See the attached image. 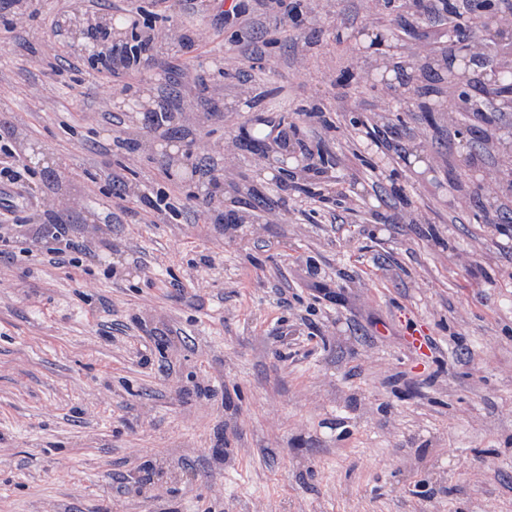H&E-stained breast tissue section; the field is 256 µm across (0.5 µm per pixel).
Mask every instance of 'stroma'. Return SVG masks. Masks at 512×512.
I'll return each instance as SVG.
<instances>
[{"label":"stroma","instance_id":"1","mask_svg":"<svg viewBox=\"0 0 512 512\" xmlns=\"http://www.w3.org/2000/svg\"><path fill=\"white\" fill-rule=\"evenodd\" d=\"M312 2L295 30L260 17L216 31L208 9L172 0L164 17L132 0L156 26L208 29L204 51H172L205 79L188 97L162 61L104 83L54 34L67 0H28L12 33L0 0V136L41 147L38 200L80 199L61 212L69 239L107 242L59 269L22 241L0 261V512H512V222H491L472 177L497 161L485 124L415 109L377 126V99L396 96L351 54L373 0ZM147 83L206 116L169 131L186 170L220 160L253 113L291 122L318 106L330 125L308 145L344 196L277 188L258 148L218 190L158 150L129 162L113 117ZM237 85L257 100L225 107L216 88ZM419 139L452 205L387 149ZM116 179L172 210L105 225ZM222 209L250 221L221 231ZM413 322L428 357L406 342Z\"/></svg>","mask_w":512,"mask_h":512}]
</instances>
